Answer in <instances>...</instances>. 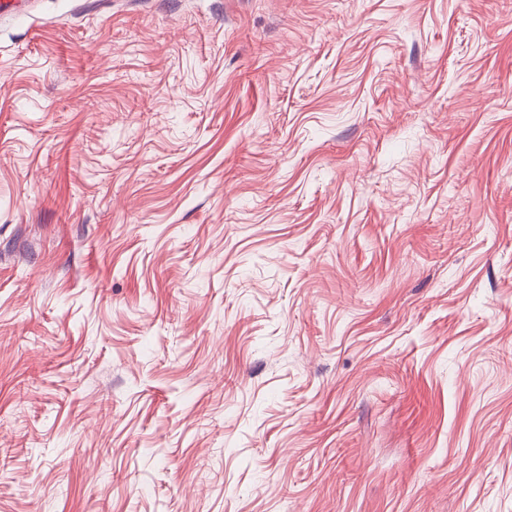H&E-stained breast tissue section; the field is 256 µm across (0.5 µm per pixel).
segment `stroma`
Returning <instances> with one entry per match:
<instances>
[{"mask_svg": "<svg viewBox=\"0 0 512 512\" xmlns=\"http://www.w3.org/2000/svg\"><path fill=\"white\" fill-rule=\"evenodd\" d=\"M0 16V512H512V0Z\"/></svg>", "mask_w": 512, "mask_h": 512, "instance_id": "1", "label": "stroma"}]
</instances>
